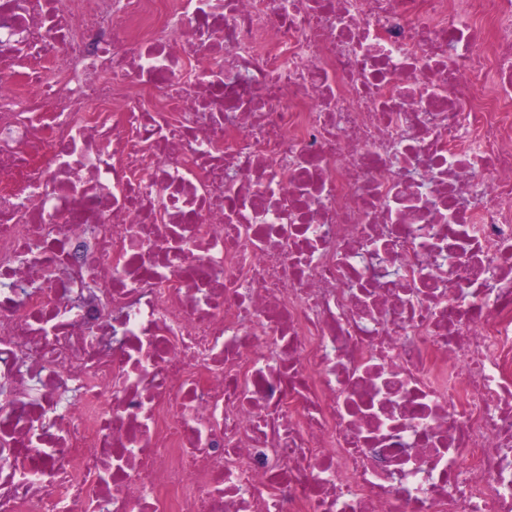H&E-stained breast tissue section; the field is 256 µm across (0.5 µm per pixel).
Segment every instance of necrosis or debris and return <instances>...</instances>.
<instances>
[{"instance_id": "1", "label": "necrosis or debris", "mask_w": 512, "mask_h": 512, "mask_svg": "<svg viewBox=\"0 0 512 512\" xmlns=\"http://www.w3.org/2000/svg\"><path fill=\"white\" fill-rule=\"evenodd\" d=\"M0 512H512V0H0Z\"/></svg>"}]
</instances>
